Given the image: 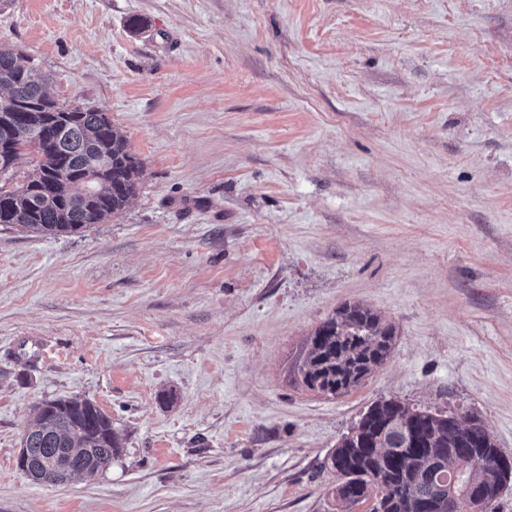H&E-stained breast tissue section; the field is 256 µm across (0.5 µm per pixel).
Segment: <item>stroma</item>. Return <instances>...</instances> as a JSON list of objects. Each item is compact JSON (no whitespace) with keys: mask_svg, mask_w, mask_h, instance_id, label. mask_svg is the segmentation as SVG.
Masks as SVG:
<instances>
[{"mask_svg":"<svg viewBox=\"0 0 512 512\" xmlns=\"http://www.w3.org/2000/svg\"><path fill=\"white\" fill-rule=\"evenodd\" d=\"M1 47L143 175L84 232L0 225V512H332L383 397L512 455V0H0ZM348 302L397 335L329 399L291 372ZM71 396L122 451L35 484L23 429Z\"/></svg>","mask_w":512,"mask_h":512,"instance_id":"1","label":"stroma"}]
</instances>
